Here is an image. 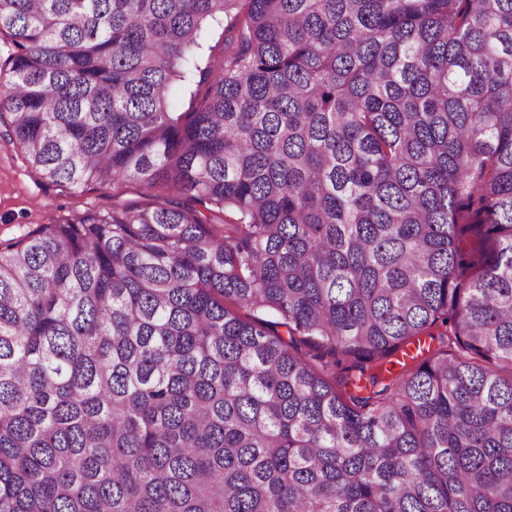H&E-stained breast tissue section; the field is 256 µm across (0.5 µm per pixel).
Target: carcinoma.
<instances>
[{
	"mask_svg": "<svg viewBox=\"0 0 512 512\" xmlns=\"http://www.w3.org/2000/svg\"><path fill=\"white\" fill-rule=\"evenodd\" d=\"M2 38L28 165L151 202L0 245V512H512V0H0ZM205 90L206 87H201L197 92L195 88L191 90L177 88L170 99L171 112H192L201 101Z\"/></svg>",
	"mask_w": 512,
	"mask_h": 512,
	"instance_id": "carcinoma-1",
	"label": "carcinoma"
}]
</instances>
